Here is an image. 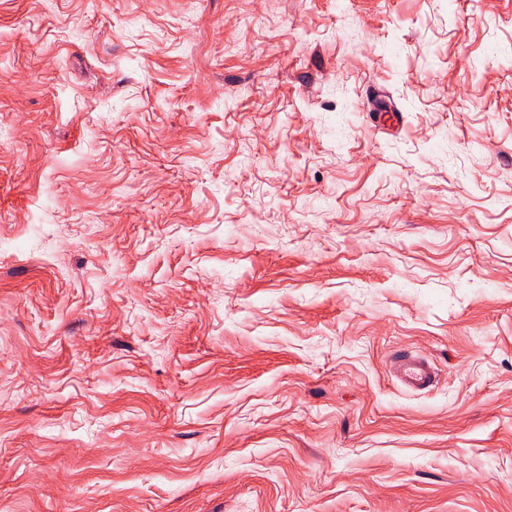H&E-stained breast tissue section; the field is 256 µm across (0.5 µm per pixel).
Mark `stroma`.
I'll return each instance as SVG.
<instances>
[{"instance_id": "35a3bbf8", "label": "stroma", "mask_w": 512, "mask_h": 512, "mask_svg": "<svg viewBox=\"0 0 512 512\" xmlns=\"http://www.w3.org/2000/svg\"><path fill=\"white\" fill-rule=\"evenodd\" d=\"M0 512H512V0H0ZM394 367L397 378L405 386L415 390L429 387L435 377L430 363L422 356L412 352L396 354Z\"/></svg>"}]
</instances>
